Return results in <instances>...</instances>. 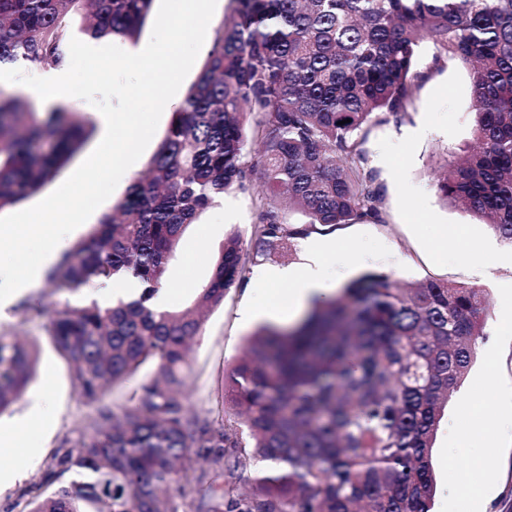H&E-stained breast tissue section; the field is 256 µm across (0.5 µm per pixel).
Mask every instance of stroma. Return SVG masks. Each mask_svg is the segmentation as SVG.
Masks as SVG:
<instances>
[{
    "label": "stroma",
    "instance_id": "35a3bbf8",
    "mask_svg": "<svg viewBox=\"0 0 512 512\" xmlns=\"http://www.w3.org/2000/svg\"><path fill=\"white\" fill-rule=\"evenodd\" d=\"M433 44H422L416 69L422 78L409 106V120L387 118L368 136L365 150L384 193V221L364 219L345 224L329 233L336 256L329 263L333 288L367 273L391 276L402 285L438 279L484 289L487 297V327L500 320L504 295L512 291V247L504 245L490 227L462 208L446 204L437 183L447 166L453 165L473 143V96L467 66L447 57L437 59ZM266 193L260 174L244 186L225 192L189 225L169 263L165 283L175 290L172 306L192 303L210 279L225 238L231 233L249 237ZM498 260L484 266L486 249ZM90 290L55 289L47 282L19 297L8 317L0 319V331L9 330L41 344L32 381L24 395L0 415V428L23 416L34 399L47 397L52 408L47 426L28 429V439L40 442L41 454L33 460L16 461L20 480L0 489V512H8L18 492L41 483L51 452L74 422L90 413L79 398L70 373L53 347L46 343L45 318L33 317L25 307L38 303L49 307L92 299ZM269 292L248 297L244 287L231 289L223 305L207 312L203 332L191 354V371L185 389L188 406L205 412L217 394L218 382L242 355L246 338L260 325L271 324L270 314L243 321L241 311L248 301L263 304ZM495 366L499 389L490 398L485 420L473 424L471 398L481 385L487 366ZM512 414V329L487 336L480 354L460 389L453 395L436 433L432 463L437 491L433 512H512V431L500 423ZM475 434L480 440H495L499 462L482 476L486 497L470 500L461 496L456 474L469 467L466 457H450L460 437Z\"/></svg>",
    "mask_w": 512,
    "mask_h": 512
}]
</instances>
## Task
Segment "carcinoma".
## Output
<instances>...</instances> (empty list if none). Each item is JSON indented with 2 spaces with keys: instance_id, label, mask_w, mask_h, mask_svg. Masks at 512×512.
Listing matches in <instances>:
<instances>
[{
  "instance_id": "carcinoma-1",
  "label": "carcinoma",
  "mask_w": 512,
  "mask_h": 512,
  "mask_svg": "<svg viewBox=\"0 0 512 512\" xmlns=\"http://www.w3.org/2000/svg\"><path fill=\"white\" fill-rule=\"evenodd\" d=\"M231 2L147 171L47 275L71 290L132 276L145 292L34 309L95 416L74 423L16 512H432L436 433L485 336L481 289L367 274L293 329L251 334L205 413L184 401L190 343L248 262L319 226L383 221L364 145L385 114L408 117L424 42L470 66L476 107L477 146L438 190L512 247V0ZM153 3L0 0V68L62 67L78 19L92 39L133 40ZM93 133L0 89V210L39 193ZM257 169L268 194L249 240L225 239L193 304L151 308L186 228ZM285 202L308 221L284 223ZM36 353L0 332V414Z\"/></svg>"
}]
</instances>
